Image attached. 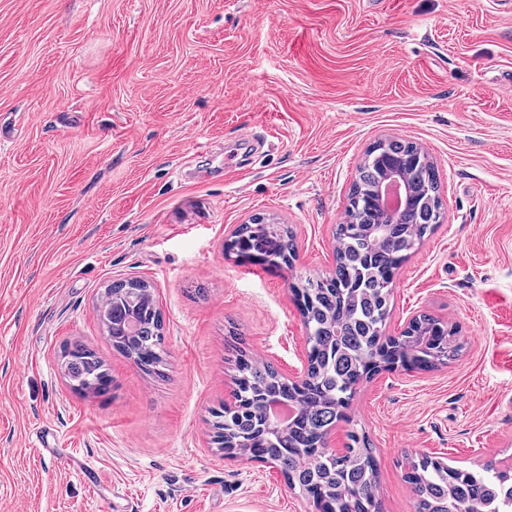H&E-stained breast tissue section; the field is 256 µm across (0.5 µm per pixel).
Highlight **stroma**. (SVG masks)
<instances>
[{
    "label": "stroma",
    "mask_w": 512,
    "mask_h": 512,
    "mask_svg": "<svg viewBox=\"0 0 512 512\" xmlns=\"http://www.w3.org/2000/svg\"><path fill=\"white\" fill-rule=\"evenodd\" d=\"M435 163L444 219L402 266L386 333L429 314L463 344L353 397L383 512L405 462H512V0H0V512H313L271 464L225 457L231 344L284 378L307 330L279 271L224 243L261 216L294 274L333 271L366 149ZM152 285L166 364L116 351L105 286ZM111 389L75 394L67 341Z\"/></svg>",
    "instance_id": "35a3bbf8"
}]
</instances>
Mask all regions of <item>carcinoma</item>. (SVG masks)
I'll use <instances>...</instances> for the list:
<instances>
[{
  "label": "carcinoma",
  "mask_w": 512,
  "mask_h": 512,
  "mask_svg": "<svg viewBox=\"0 0 512 512\" xmlns=\"http://www.w3.org/2000/svg\"><path fill=\"white\" fill-rule=\"evenodd\" d=\"M420 149L402 140L380 141L366 153L348 197V220L336 227L335 269L291 286L308 332L307 374L291 383L269 363L235 348L237 403L213 412L220 448L231 457L271 462L316 512H380L373 450L352 431L343 452L324 447L331 430L348 418L363 381L381 369H430L462 348L457 330L429 314L415 317L398 336L385 334L390 298L402 263L442 219L434 163L410 171L417 199L387 213L370 200L387 158ZM226 251L254 265L290 264V232L263 218L241 224ZM105 327L112 346L153 373L164 365L161 311L151 285L139 279L106 286ZM72 388L102 392L112 382L97 354L75 343L65 351ZM406 481L415 512H512V466L486 463L478 470L428 457L407 461Z\"/></svg>",
  "instance_id": "carcinoma-1"
}]
</instances>
